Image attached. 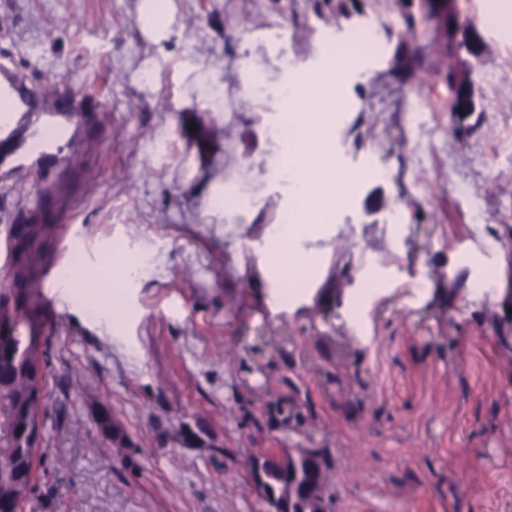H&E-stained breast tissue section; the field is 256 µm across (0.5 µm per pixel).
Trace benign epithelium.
<instances>
[{
    "mask_svg": "<svg viewBox=\"0 0 512 512\" xmlns=\"http://www.w3.org/2000/svg\"><path fill=\"white\" fill-rule=\"evenodd\" d=\"M317 463L310 450L301 451L296 456H288L278 461L288 473V481L277 490L266 492V480L263 464L255 466L254 477L256 485L264 497L274 506L275 512H294L293 506L300 503L303 512H325L324 490L310 480H302V469H311Z\"/></svg>",
    "mask_w": 512,
    "mask_h": 512,
    "instance_id": "obj_1",
    "label": "benign epithelium"
}]
</instances>
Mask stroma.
Here are the masks:
<instances>
[{"label": "stroma", "instance_id": "obj_1", "mask_svg": "<svg viewBox=\"0 0 512 512\" xmlns=\"http://www.w3.org/2000/svg\"><path fill=\"white\" fill-rule=\"evenodd\" d=\"M170 2L157 42L142 0H0L12 71H37L81 114L63 136L31 116L53 159L25 147L0 167V225L54 229L37 238L45 407L22 512H274L253 463L299 448L330 460L326 512H512V38L485 0H454L486 44L480 110L459 129L456 59L420 0H343V14L316 0ZM365 26L374 62L338 88L352 192L306 244L327 266L295 297L250 287L289 197L265 133L280 105L255 100L240 68L281 83ZM272 27L291 69L266 46ZM233 183L258 204L210 207ZM120 252L142 265L116 287L99 274ZM73 262L96 278L92 300L54 290ZM112 305L119 317L104 319Z\"/></svg>", "mask_w": 512, "mask_h": 512}]
</instances>
